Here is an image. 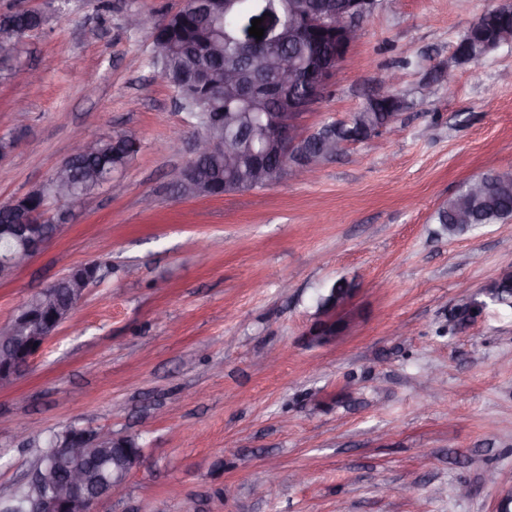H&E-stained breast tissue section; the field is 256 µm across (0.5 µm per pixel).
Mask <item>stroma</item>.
<instances>
[{"instance_id":"35a3bbf8","label":"stroma","mask_w":512,"mask_h":512,"mask_svg":"<svg viewBox=\"0 0 512 512\" xmlns=\"http://www.w3.org/2000/svg\"><path fill=\"white\" fill-rule=\"evenodd\" d=\"M495 0H381L302 130L367 96L408 107L316 176L181 199L186 114L149 68L135 10L182 0H32L46 22L0 71V203L42 185L73 129L136 133V159L75 223L0 282V326L71 267L104 262L69 321L0 387V497L34 460L25 432L71 424L139 436L146 461L98 512H496L512 487V309L486 287L512 270V219L451 239L435 213L487 171L512 170V45L453 66ZM455 80H448L447 69ZM41 73L40 83L27 79ZM397 71L388 85L384 77ZM28 114L17 125L14 105ZM354 282L335 343L307 332L316 298ZM482 307L456 333L460 286ZM496 472L497 483L485 480Z\"/></svg>"}]
</instances>
